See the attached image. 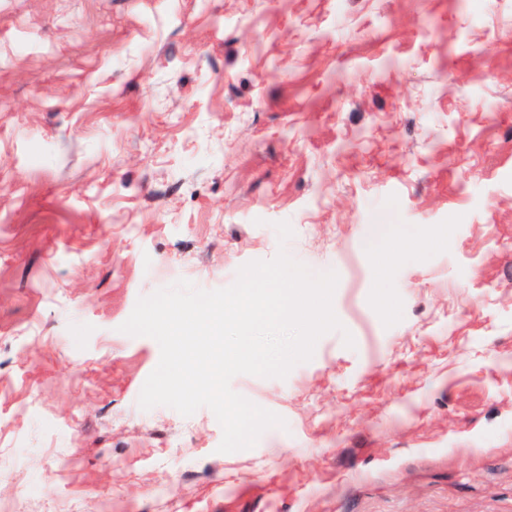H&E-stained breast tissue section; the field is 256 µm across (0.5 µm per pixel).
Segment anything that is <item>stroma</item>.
Segmentation results:
<instances>
[{"label":"stroma","mask_w":512,"mask_h":512,"mask_svg":"<svg viewBox=\"0 0 512 512\" xmlns=\"http://www.w3.org/2000/svg\"><path fill=\"white\" fill-rule=\"evenodd\" d=\"M282 248L285 427L141 409L138 297ZM0 512H512V0H0Z\"/></svg>","instance_id":"obj_1"}]
</instances>
